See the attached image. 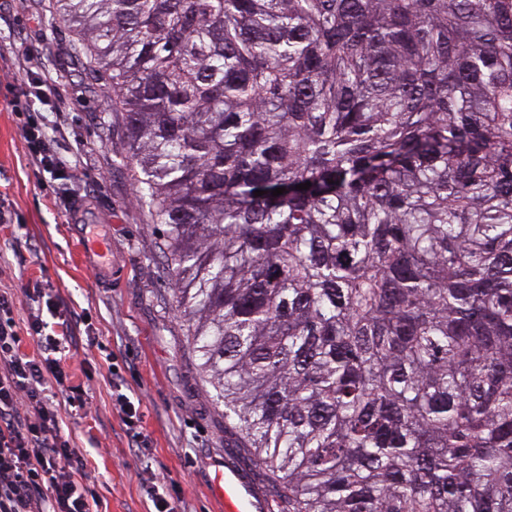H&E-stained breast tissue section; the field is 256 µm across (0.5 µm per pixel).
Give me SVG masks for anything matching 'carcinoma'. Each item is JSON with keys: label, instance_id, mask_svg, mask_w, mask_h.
<instances>
[{"label": "carcinoma", "instance_id": "carcinoma-1", "mask_svg": "<svg viewBox=\"0 0 512 512\" xmlns=\"http://www.w3.org/2000/svg\"><path fill=\"white\" fill-rule=\"evenodd\" d=\"M55 2L276 508L512 512V0Z\"/></svg>", "mask_w": 512, "mask_h": 512}]
</instances>
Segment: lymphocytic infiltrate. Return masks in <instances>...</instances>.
I'll use <instances>...</instances> for the list:
<instances>
[{
    "label": "lymphocytic infiltrate",
    "mask_w": 512,
    "mask_h": 512,
    "mask_svg": "<svg viewBox=\"0 0 512 512\" xmlns=\"http://www.w3.org/2000/svg\"><path fill=\"white\" fill-rule=\"evenodd\" d=\"M28 152L39 171L67 175L56 154L55 137L43 129L27 132ZM14 305L0 293V512H101V501L87 474L88 462L61 432V404L86 408L80 388L70 385L65 362L71 336L48 333L35 314L25 333L10 316ZM29 340L36 355L22 353ZM64 402H57V393Z\"/></svg>",
    "instance_id": "obj_1"
}]
</instances>
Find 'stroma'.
I'll return each instance as SVG.
<instances>
[{
	"mask_svg": "<svg viewBox=\"0 0 512 512\" xmlns=\"http://www.w3.org/2000/svg\"><path fill=\"white\" fill-rule=\"evenodd\" d=\"M53 4L0 0V48L26 44L53 89L49 110H34L13 77L15 60L0 62V291L13 296L18 324L46 313L50 300L73 321L70 383L90 411L62 410V428L86 456L109 512H146L156 480L182 512H225L210 484L219 465L239 470L277 512L257 468L224 440V409L175 310L163 236L118 164L124 130L112 121L102 81L70 55V32L54 22ZM34 123L56 128L57 154L74 164V178L54 181L31 165L25 134ZM88 224L107 245L111 282L82 257ZM116 375L142 400L145 448H129L112 409Z\"/></svg>",
	"mask_w": 512,
	"mask_h": 512,
	"instance_id": "obj_1",
	"label": "stroma"
}]
</instances>
